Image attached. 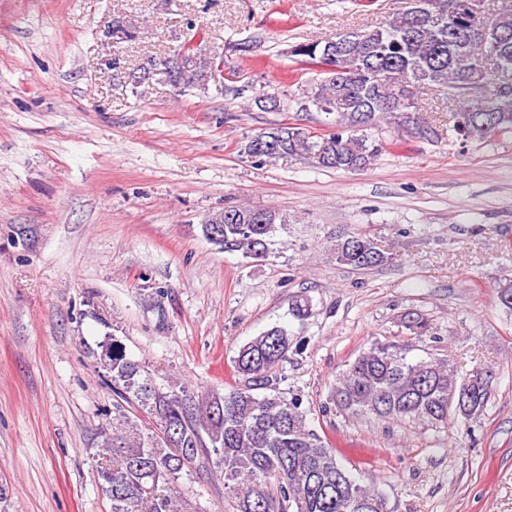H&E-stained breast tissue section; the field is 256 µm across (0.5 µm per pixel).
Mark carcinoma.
<instances>
[{
	"instance_id": "obj_1",
	"label": "carcinoma",
	"mask_w": 512,
	"mask_h": 512,
	"mask_svg": "<svg viewBox=\"0 0 512 512\" xmlns=\"http://www.w3.org/2000/svg\"><path fill=\"white\" fill-rule=\"evenodd\" d=\"M393 13L373 29L338 34L320 42L294 45V55L334 71L316 79L307 99L316 109L336 112V131L315 134L296 125L272 127L250 138L244 153L257 158L258 140L280 143L279 154L307 155L324 168L356 172L369 168L386 145L354 132L380 122L424 132L414 112L420 94L433 90L448 103V140L464 145L512 134V95L493 99L484 93L512 90V0L488 12L487 0H419ZM136 26L121 18L103 36L131 40ZM211 64L198 55L180 73L181 89H207ZM250 85L226 92L262 110L281 104L278 95L247 96ZM254 209L224 208L226 252L259 260L266 256L285 217L267 213L271 223L249 231L244 219ZM336 260L353 270L389 261L373 240L355 233L336 243ZM105 384L117 397L112 426L101 431L98 477L110 512H186L172 484L189 463L208 464L224 477L233 512H359V500L376 501L338 462L336 450L309 429L298 398L271 387L270 378L288 360L293 337L274 326L253 338L234 360L245 384L227 393L195 392L184 386L158 388L145 366L129 358L107 336L99 347ZM495 376L465 386L453 367L433 360L413 361L399 347L374 344L359 355L336 384V407L353 415L397 422L444 424L450 409L464 417L485 409ZM152 416L162 434L144 431L127 407Z\"/></svg>"
}]
</instances>
